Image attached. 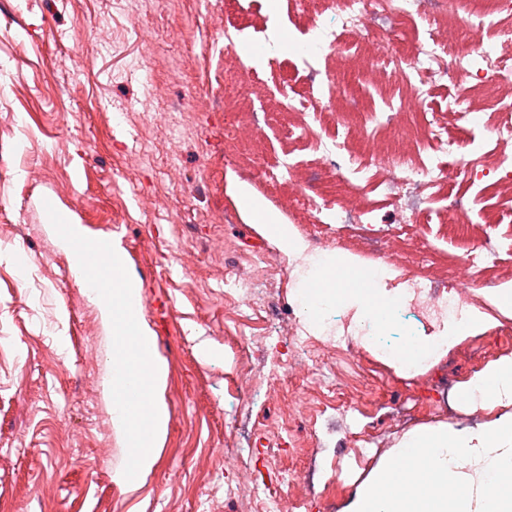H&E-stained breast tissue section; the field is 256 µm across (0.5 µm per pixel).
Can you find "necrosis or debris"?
Listing matches in <instances>:
<instances>
[{
    "mask_svg": "<svg viewBox=\"0 0 512 512\" xmlns=\"http://www.w3.org/2000/svg\"><path fill=\"white\" fill-rule=\"evenodd\" d=\"M395 15L398 21H412L432 14L434 19H448L450 24L477 33L474 41L464 42L455 54L441 52L437 29H428L417 45L408 51L394 48L392 31L370 33L367 22L382 14ZM512 16V0H342L333 22L315 17L304 30L300 43L302 54L318 58H330L342 49V34H349L356 43H370L376 48L369 59L370 66L382 69L394 83L409 86L416 95L424 93V79L439 73L464 84L468 79H479L480 83L512 84V66L495 58L496 36L512 38V23H505L504 15ZM314 86L310 98L296 96L287 79H278L275 93L287 113L296 114L299 121L286 128L291 140H307L314 145L323 161L329 165L323 186L303 193L302 204L307 211L323 214L329 211L334 197L330 184L344 180L346 172L357 171L372 165L381 173V183L390 191L395 210L407 208L408 190L436 185L448 177L445 167L424 159H411L396 150H388L362 159L346 152L340 138L327 135L320 125L325 114H336L337 95L343 91L339 77L330 69H315L311 72ZM337 116V124L351 128L352 115ZM429 140L438 142L442 151L452 154L457 160V171L465 178L485 176L484 159L498 153L500 145L512 141V122L497 125L472 127L460 140L443 138L442 129L435 123H427ZM477 278L462 282L448 280L444 286L427 287L420 280L406 281L409 293L421 300L423 306L442 316L460 312L471 301L470 291L478 287Z\"/></svg>",
    "mask_w": 512,
    "mask_h": 512,
    "instance_id": "necrosis-or-debris-1",
    "label": "necrosis or debris"
}]
</instances>
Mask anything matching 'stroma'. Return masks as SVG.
Returning a JSON list of instances; mask_svg holds the SVG:
<instances>
[{"instance_id": "35a3bbf8", "label": "stroma", "mask_w": 512, "mask_h": 512, "mask_svg": "<svg viewBox=\"0 0 512 512\" xmlns=\"http://www.w3.org/2000/svg\"><path fill=\"white\" fill-rule=\"evenodd\" d=\"M325 0H0V512H261L266 496L287 512H342L370 474L417 428L474 427L512 419V403L480 404L463 393L477 374L512 359L498 347L512 333V309L494 288L512 284V183L497 173L451 177L410 199L414 221L399 223L380 175L367 170L336 188L345 207L368 209L371 227L315 224L297 199L324 166L306 142L285 143L296 122L267 90L259 58L266 17L280 16L288 44L280 72L307 93L309 66L296 41ZM246 25L241 42L258 59L247 120L264 112V138L233 150L224 137V29ZM106 32L108 51L99 48ZM333 66L349 88L344 110H385L391 88L353 52ZM456 83L434 78L423 108L449 137L467 133L449 111ZM151 98L156 119L140 107ZM299 162L293 180L269 183L249 160ZM264 200L295 232L340 238L343 256L365 268L372 250L388 256L396 287L414 272L435 281L455 270L466 238L487 242L474 307L480 330L463 334L437 361L410 372L392 367L386 345L368 346V325L335 312L325 334L302 321L293 290L303 273L282 258L259 270L249 296L234 284L239 267L276 251L247 210ZM53 195L85 235L121 229L129 273L140 282L143 318L167 369L169 423L159 458L135 491L114 476L126 462L112 426L110 331L97 304L66 275V244L38 208ZM462 197L466 233L448 220ZM301 336L293 343L290 332ZM220 350L197 352L198 337ZM250 347H242V339ZM314 364L307 378L275 383L270 370ZM252 390L241 395L242 377ZM236 466H224L221 449Z\"/></svg>"}]
</instances>
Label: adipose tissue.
Masks as SVG:
<instances>
[{"mask_svg": "<svg viewBox=\"0 0 512 512\" xmlns=\"http://www.w3.org/2000/svg\"><path fill=\"white\" fill-rule=\"evenodd\" d=\"M465 396L512 401V359L472 379ZM343 512H512V420L410 432Z\"/></svg>", "mask_w": 512, "mask_h": 512, "instance_id": "obj_1", "label": "adipose tissue"}]
</instances>
